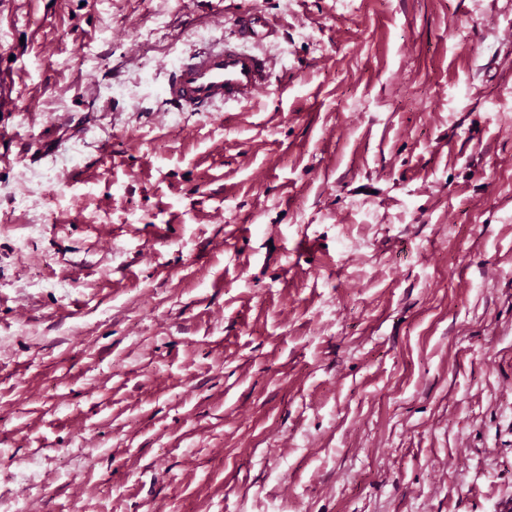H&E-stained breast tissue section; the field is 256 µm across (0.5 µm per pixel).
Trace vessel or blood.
<instances>
[{
	"mask_svg": "<svg viewBox=\"0 0 512 512\" xmlns=\"http://www.w3.org/2000/svg\"><path fill=\"white\" fill-rule=\"evenodd\" d=\"M273 33L272 23L261 13L243 14L235 39L196 51L170 71L165 102L182 112L251 102L267 89L272 75L270 58L255 46Z\"/></svg>",
	"mask_w": 512,
	"mask_h": 512,
	"instance_id": "obj_1",
	"label": "vessel or blood"
}]
</instances>
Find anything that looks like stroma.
Returning a JSON list of instances; mask_svg holds the SVG:
<instances>
[{"mask_svg":"<svg viewBox=\"0 0 512 512\" xmlns=\"http://www.w3.org/2000/svg\"><path fill=\"white\" fill-rule=\"evenodd\" d=\"M0 72V512H512V0H0ZM274 35L272 23L257 11L242 15L237 37L184 57L169 73L164 100L182 112H210L230 103L245 104L266 90L272 75L268 56L257 45Z\"/></svg>","mask_w":512,"mask_h":512,"instance_id":"1","label":"stroma"}]
</instances>
